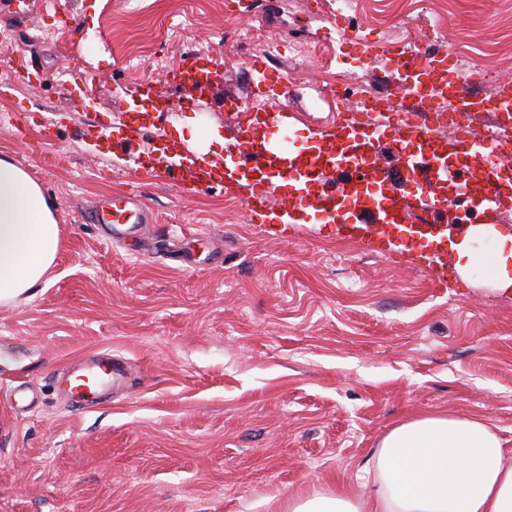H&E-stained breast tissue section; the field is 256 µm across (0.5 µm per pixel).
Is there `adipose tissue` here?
<instances>
[{
    "instance_id": "1",
    "label": "adipose tissue",
    "mask_w": 512,
    "mask_h": 512,
    "mask_svg": "<svg viewBox=\"0 0 512 512\" xmlns=\"http://www.w3.org/2000/svg\"><path fill=\"white\" fill-rule=\"evenodd\" d=\"M471 236L454 243L456 269L489 268L496 288L512 291L507 262L512 234L497 235L488 253ZM60 226L54 202L11 158L0 156V303L28 295L54 265ZM370 490L355 497L317 493L289 512H512V464L484 418L430 414L393 427L375 449Z\"/></svg>"
}]
</instances>
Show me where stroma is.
Wrapping results in <instances>:
<instances>
[{"label":"stroma","instance_id":"stroma-1","mask_svg":"<svg viewBox=\"0 0 512 512\" xmlns=\"http://www.w3.org/2000/svg\"><path fill=\"white\" fill-rule=\"evenodd\" d=\"M71 25L60 45L40 35L44 0L16 11L0 0V35L35 85L0 95V155L28 170L56 205L54 266L31 295L0 304V512H288L318 491L358 495L382 437L420 415H479L512 460V293L485 278L447 280L342 240L333 224L290 234L254 224L237 196L195 193L162 170L133 174L96 153L85 132L120 139L137 75L156 57L178 63L202 43L224 81L202 117L222 136L252 95L251 49L230 57L244 24L288 43L332 45L334 65L362 69L359 52L308 0H60ZM376 25L416 26L434 0H362ZM479 31L500 78L512 47V0H450ZM141 60L139 73L126 58ZM96 73L92 111L70 109L75 79ZM141 194L153 219L115 241L88 214L113 194ZM109 351L126 362L110 402L86 408L54 376ZM36 394L28 411L10 391Z\"/></svg>","mask_w":512,"mask_h":512}]
</instances>
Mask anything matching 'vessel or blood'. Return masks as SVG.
<instances>
[{
	"instance_id": "obj_1",
	"label": "vessel or blood",
	"mask_w": 512,
	"mask_h": 512,
	"mask_svg": "<svg viewBox=\"0 0 512 512\" xmlns=\"http://www.w3.org/2000/svg\"><path fill=\"white\" fill-rule=\"evenodd\" d=\"M385 57L388 70L396 73L397 79L384 92L383 107L356 124L345 121L322 127L317 152H310L305 143L297 148L298 155L306 159L305 166L294 165L287 153L259 140L261 118L257 115L243 116L239 122L245 145L239 160L204 166L162 136L155 138L153 151L169 178L189 180L192 190L203 192L218 184L232 189L245 201L255 224H297L312 210L325 214L331 223L336 210L353 207L355 221L345 225L344 234L376 253L391 240L389 225L405 223L412 210L424 213L427 224L444 223L437 208L441 186L453 184L459 194L467 189L466 180L440 165L442 152L454 153L465 161H479L485 173L482 205L491 214L503 210L506 188L499 175L494 139L472 135L461 141L438 143L423 111L426 99L431 97L455 112H490L495 121L511 120L512 79L499 81L496 91L486 96L477 90L478 79L462 72L447 47H440L425 62L398 47L387 49ZM252 67L260 76L257 96H289L286 76L271 73L263 57H255ZM174 75L189 96L200 98L209 95L213 79L223 77L224 68L212 61L207 71H200L197 58L189 56L178 64ZM383 139L388 140L392 154L403 167V177H391L377 160L376 144ZM348 146L361 149L362 165L338 190H329L306 177L305 168L325 161L338 163ZM278 178L288 183V194L278 192L274 184ZM96 220L111 225L113 238L138 235L146 221L144 203L134 194L113 195L111 208L98 214ZM122 375L120 363L102 356L63 375L58 385L76 402L93 405L107 396L110 386Z\"/></svg>"
}]
</instances>
